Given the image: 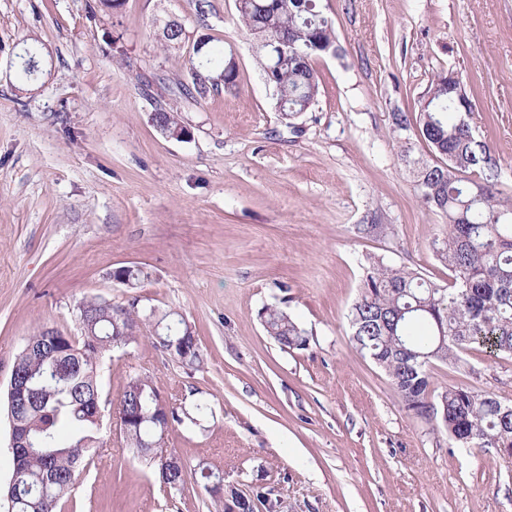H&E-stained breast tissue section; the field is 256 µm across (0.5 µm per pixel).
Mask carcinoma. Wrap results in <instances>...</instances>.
I'll use <instances>...</instances> for the list:
<instances>
[{"instance_id": "carcinoma-1", "label": "carcinoma", "mask_w": 512, "mask_h": 512, "mask_svg": "<svg viewBox=\"0 0 512 512\" xmlns=\"http://www.w3.org/2000/svg\"><path fill=\"white\" fill-rule=\"evenodd\" d=\"M271 0H239V18L258 40L267 35L265 6ZM276 34L293 44L292 55L276 74L282 92L277 94L282 116L291 121L310 111L319 94L313 68L316 58L336 47L331 20L318 0H280L274 24ZM206 67L224 72V82L236 86V66L224 62V50L211 46L203 61H190L192 84L198 94L206 85L196 70ZM450 73L434 75L416 116L417 135L430 144L441 162L424 165L416 173L421 200L448 217L444 237L432 242L437 259L454 273L444 288L409 267L393 268L372 262L363 289L350 313L356 348L384 369L405 408L416 417L427 405L431 385L430 364L462 362L461 354L480 349L490 356L512 355V202L495 188L499 162L491 145L476 138L471 124L475 107L465 111L456 93L447 91ZM153 121L172 130L183 127L178 114L158 109ZM89 323L80 324L81 335L57 328H42L29 337L13 367L17 379L38 380L26 406L16 415L41 447L12 462L20 471L18 483L0 495L9 499L11 512H57L67 501L78 477L98 456L102 388L99 366L103 355L137 339L136 304L83 301ZM267 333L288 350L303 348L307 332L287 312L267 307L261 314ZM163 314L158 322L172 327L169 336L155 342L181 362L196 364L202 355L187 324ZM427 355L421 362L417 354ZM160 393L147 376L126 379L118 399L124 414L123 440L137 457L150 463L170 462L162 474L168 486L184 487L186 466L165 448L162 427L140 423L136 407L157 412L169 427L198 426L213 416L210 398L199 397L189 411L160 405ZM436 420L450 441L461 446L512 450V406L492 394L451 385L440 395ZM267 512H279L281 503L258 491L239 504L254 512L255 503Z\"/></svg>"}]
</instances>
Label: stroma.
<instances>
[{
    "instance_id": "1",
    "label": "stroma",
    "mask_w": 512,
    "mask_h": 512,
    "mask_svg": "<svg viewBox=\"0 0 512 512\" xmlns=\"http://www.w3.org/2000/svg\"><path fill=\"white\" fill-rule=\"evenodd\" d=\"M211 4L200 23L192 0H0V488L15 357L40 328L78 335L87 297L182 314L203 360L153 347L148 325L104 355L103 448L62 512H215L201 465L225 488L272 491L283 512H512V457L415 417L348 323L370 262L451 280L431 247L448 219L421 201L410 166L437 156L392 123L416 117L437 72L475 103L512 199V0H320L338 51L315 60L320 94L293 129L235 0ZM166 13L185 27L176 51L154 25ZM201 39L234 59L236 88L182 93ZM29 47L39 72L26 81ZM160 107L190 139L160 133ZM122 266L144 270L138 287L112 281ZM265 307L290 313L308 345L282 350ZM430 372L432 395L464 384L512 405L510 355L471 349ZM136 374L175 406L214 403L204 429L165 438L189 472L182 490L116 431Z\"/></svg>"
}]
</instances>
